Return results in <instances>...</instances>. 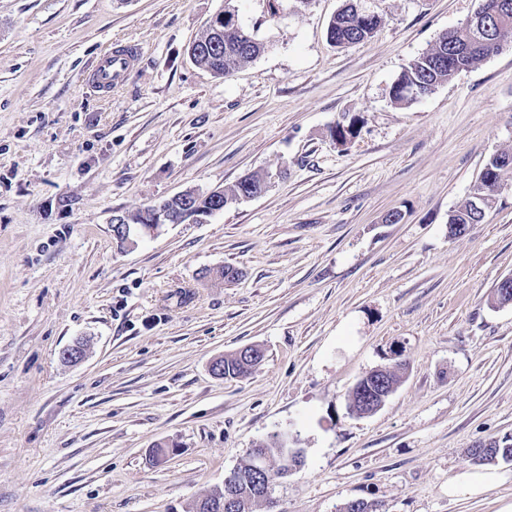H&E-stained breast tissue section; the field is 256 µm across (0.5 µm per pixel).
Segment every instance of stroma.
<instances>
[{
    "mask_svg": "<svg viewBox=\"0 0 512 512\" xmlns=\"http://www.w3.org/2000/svg\"><path fill=\"white\" fill-rule=\"evenodd\" d=\"M233 4L266 50L217 77L188 48L224 0H0V512H193L278 432L304 464L271 460L252 512H498L511 481L452 500L448 480L512 437V303L493 301L512 169L484 223L452 236L448 216L512 151V46L400 105L403 70L482 0H360L381 25L346 47L343 0ZM128 43L138 64L97 95L86 69ZM252 173L270 188L203 222L112 234ZM225 265L240 279L205 277ZM250 345L249 376L212 373ZM398 361L353 414L354 384ZM152 206L146 207L143 210H139L134 213H123L125 216L127 224H125V220L120 216H114L112 218V234L114 237H126L127 242L129 241L128 229L129 224H144L143 214L151 209ZM151 212V221L148 222V226H140L145 231H153L160 227L162 224H179L182 220L173 218L168 211L163 207V204L158 206H154ZM378 370H381L380 373L376 374V379L374 381L372 380H364L360 379L356 384L358 389H362V392L359 390L355 392L354 396L350 398V409L353 413L359 414L361 411L364 410L363 402H366L369 397H374L370 399L369 401V410L364 414L368 415L373 412H376L379 410L386 402L387 398L391 395V391L387 390L383 387H381L380 381L379 384V390L377 391V380L381 379L388 387L396 386L399 382V375L397 371L392 369V367H384L380 368ZM355 384V385H356Z\"/></svg>",
    "mask_w": 512,
    "mask_h": 512,
    "instance_id": "1",
    "label": "stroma"
}]
</instances>
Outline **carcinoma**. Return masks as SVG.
Instances as JSON below:
<instances>
[{"instance_id":"carcinoma-1","label":"carcinoma","mask_w":512,"mask_h":512,"mask_svg":"<svg viewBox=\"0 0 512 512\" xmlns=\"http://www.w3.org/2000/svg\"><path fill=\"white\" fill-rule=\"evenodd\" d=\"M484 19H498L499 25L487 29L483 22L471 18L461 26L442 35L436 45L419 56L402 72L391 88V97L396 103H408L418 97L427 96L435 89L448 82L457 73L467 70L484 58L499 52L503 46L512 44V0H482L478 10ZM380 27L378 17L362 11L357 0H345V4L331 20L328 39L333 44L344 47L372 38ZM221 35L215 37L207 30L192 43L189 56L194 63L218 77H225L236 69L258 58L265 50L264 43L256 35L241 25L227 22L220 26ZM512 166V154L502 152L494 155L486 164L481 183L475 192L484 197L481 209H476L473 201L465 200L448 216V224H481L486 217V209L491 207L501 188L500 174ZM265 189V177L261 174H249L241 178L229 190H220L214 197L206 194L192 196L189 200L175 197L167 200L165 207L178 212L183 210L186 202H191L195 210L208 216L217 207H229L244 194L261 192ZM257 351L253 346L224 356L217 361L220 375L240 377L250 374L256 363L249 352ZM359 391L350 398V409L358 414L364 410L363 402L374 395L377 383L361 379L357 382ZM281 444L272 439L263 441L253 448L248 461L233 471L231 483L224 486V491H215L195 505V512H219L217 499L221 496L235 499L236 512H246L251 502L259 499L267 482L271 481L270 469L258 472L254 469L255 460L281 457ZM512 457V443L508 440H491L478 448L470 449L469 458L477 464H489L497 459Z\"/></svg>"}]
</instances>
